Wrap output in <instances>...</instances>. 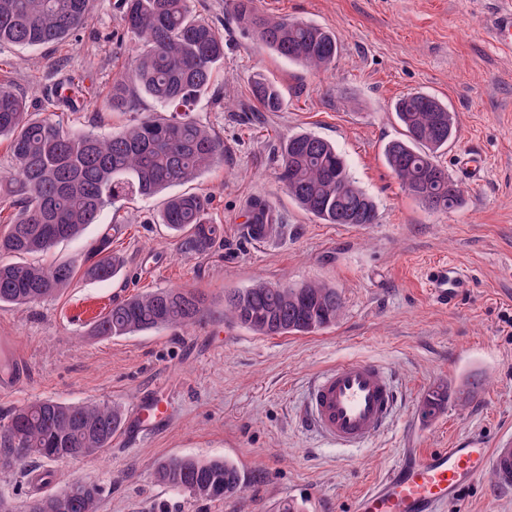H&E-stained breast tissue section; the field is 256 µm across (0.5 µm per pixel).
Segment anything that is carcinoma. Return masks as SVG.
Here are the masks:
<instances>
[{
    "label": "carcinoma",
    "instance_id": "1",
    "mask_svg": "<svg viewBox=\"0 0 512 512\" xmlns=\"http://www.w3.org/2000/svg\"><path fill=\"white\" fill-rule=\"evenodd\" d=\"M255 0H231L238 26L291 62L321 69L338 53L336 34L312 23L274 18ZM90 0H0V44L21 48L58 43L86 22ZM120 24L137 42L131 69L112 83L108 103L114 112H134L151 99L160 111L145 114L110 134L35 119L26 101L0 84V139L9 141L11 167L0 174V199L14 207L0 231V305L40 304L57 298L78 271L97 281L115 276L120 257L106 230L79 260L50 266L21 261L47 253L99 221L107 207L131 198L151 199L200 177L224 159V140L194 116L224 64V33L195 15L194 0H120ZM260 109L283 105L278 85L262 74L250 81ZM47 102L78 112L83 100L75 88L62 96L46 90ZM403 138L390 142L385 158L402 186L428 209L446 212L459 204L460 189L435 161L434 153L456 136L451 113L436 98L411 93L394 105ZM278 179L307 213L326 224H374V201L357 185L327 140L308 132L288 136L279 146ZM209 197L176 193L163 200L160 223L185 256L206 254L220 240L208 219ZM343 301L321 283L293 286L260 281L224 291V319L257 336L306 335L340 317ZM210 312L191 289L157 288L112 304L94 325L97 336L122 337L164 328H188ZM445 402L439 391L423 400L421 414L434 417ZM123 424L120 406L92 402L66 405L38 399L10 409L0 422V467L29 459L50 462L95 457L112 445ZM158 482L194 500L221 502L236 496L244 475L222 458L172 457L155 466ZM102 490L74 481L61 493L29 500L26 512H100Z\"/></svg>",
    "mask_w": 512,
    "mask_h": 512
}]
</instances>
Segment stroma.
I'll use <instances>...</instances> for the list:
<instances>
[{
  "label": "stroma",
  "mask_w": 512,
  "mask_h": 512,
  "mask_svg": "<svg viewBox=\"0 0 512 512\" xmlns=\"http://www.w3.org/2000/svg\"><path fill=\"white\" fill-rule=\"evenodd\" d=\"M120 0H90L86 25L66 41L22 49L0 45V82L32 111L51 114L44 89L89 88L91 99L66 122L108 134L130 114L107 109L112 82L135 54L114 39ZM269 15L335 32L330 68L313 71L262 48L231 21L229 0H195L197 14L224 34V65L196 118L224 139V159L186 184L211 194L209 218L223 238L205 257L180 255L163 225L159 200H133L113 225L111 211L79 239L34 262L74 260L112 226L123 265L108 281L76 276L57 300L0 307V357L16 365L0 377V410L42 398L67 404L119 403L133 414L146 397H166L169 421L153 431L121 428L99 456L37 462L53 470L51 492L70 480L98 484L101 512H277L293 500L304 512H351L356 496L405 448H448L462 437L493 442L512 431V50L489 36L495 0H257ZM260 73L285 93L277 112L260 111L249 82ZM425 92L448 106L458 136L438 155L460 189L459 205L426 209L387 166L384 148L401 138L393 105ZM308 131L330 141L377 206L376 224H325L303 211L277 179V148ZM486 158L483 181L462 179L457 156ZM264 202L280 231L255 244L239 226ZM451 261L472 281L453 308L432 298L427 273ZM321 282L337 288L336 325L308 335L259 337L218 318L224 293L254 282ZM196 288L214 315L185 330L113 338L91 330L113 302L155 288ZM367 357L390 368L402 404L387 431L361 450L330 448L297 422L309 380L342 360ZM480 376L471 388L472 376ZM450 397L423 418L428 392ZM175 456L226 458L245 478L222 502L195 501L158 483L153 470ZM446 512H512L491 477L463 490Z\"/></svg>",
  "instance_id": "1"
}]
</instances>
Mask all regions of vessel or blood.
<instances>
[{
    "label": "vessel or blood",
    "instance_id": "1",
    "mask_svg": "<svg viewBox=\"0 0 512 512\" xmlns=\"http://www.w3.org/2000/svg\"><path fill=\"white\" fill-rule=\"evenodd\" d=\"M490 27L491 38L512 47V0H499ZM463 176L479 180L484 158L463 152ZM469 281L460 270L440 263L431 271L430 290L443 307L454 306ZM402 392L383 364L364 357L350 358L322 370L309 383L301 406L302 424L328 444L340 448H365L391 424ZM167 405L151 397L137 407L132 427L154 430L169 418ZM492 476L497 490H512V433L493 444L470 438L451 448L424 451L404 449L388 472L360 493L353 512H440L460 492L484 476Z\"/></svg>",
    "mask_w": 512,
    "mask_h": 512
}]
</instances>
